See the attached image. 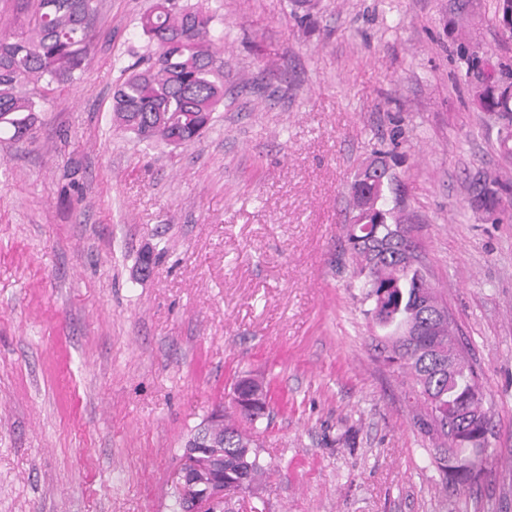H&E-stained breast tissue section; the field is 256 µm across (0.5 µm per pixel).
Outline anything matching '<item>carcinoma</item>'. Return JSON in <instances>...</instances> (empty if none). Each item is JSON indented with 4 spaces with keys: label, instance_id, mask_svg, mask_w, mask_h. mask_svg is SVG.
Segmentation results:
<instances>
[{
    "label": "carcinoma",
    "instance_id": "obj_1",
    "mask_svg": "<svg viewBox=\"0 0 512 512\" xmlns=\"http://www.w3.org/2000/svg\"><path fill=\"white\" fill-rule=\"evenodd\" d=\"M97 0H34L27 30L0 38V130L11 139L29 133L38 109L41 87L73 79L88 51L90 29L85 17L97 14ZM495 19L512 34V0H496ZM216 16L184 0H154L136 26L154 46L146 66L134 64L116 85L112 123L146 142L177 135L185 142L198 139L224 102V64L217 63L215 42L223 36ZM481 111L501 125L500 148L512 159V87L485 85L477 94ZM395 177L384 172L360 192L378 201L363 224L347 225L346 238L355 272L366 273L373 287L364 300L365 314L386 324L374 337L384 361L411 380L415 400L414 425L432 442V463L445 491L476 483L484 471L466 464L478 457L483 444L478 431L490 422L482 399L479 375L466 360L454 337L437 330L436 321L448 307L426 276L410 265L415 245L400 233L401 217L386 207ZM511 195L496 177L480 175L470 183L472 210L495 214ZM241 397L235 414L255 423L269 412L265 385L238 382ZM455 442L448 445V432ZM251 436L230 418L224 424V486L249 490L270 471Z\"/></svg>",
    "mask_w": 512,
    "mask_h": 512
}]
</instances>
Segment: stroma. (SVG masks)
Listing matches in <instances>:
<instances>
[{
    "label": "stroma",
    "mask_w": 512,
    "mask_h": 512,
    "mask_svg": "<svg viewBox=\"0 0 512 512\" xmlns=\"http://www.w3.org/2000/svg\"><path fill=\"white\" fill-rule=\"evenodd\" d=\"M152 2L98 0L83 68L0 133V512H172L185 441L245 375L271 413L237 424L274 473L231 512H512V206L468 205L474 177L512 183L475 99L512 69L492 0H191L224 31V104L177 148L112 125ZM379 150L492 421L455 494L344 252Z\"/></svg>",
    "instance_id": "35a3bbf8"
}]
</instances>
